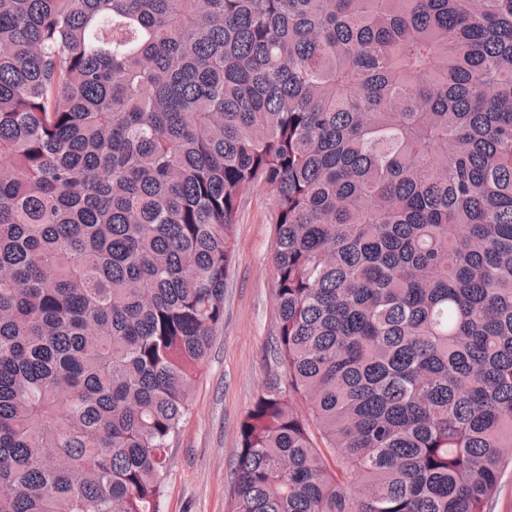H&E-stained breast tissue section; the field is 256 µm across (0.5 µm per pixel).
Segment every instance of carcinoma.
<instances>
[{"instance_id": "cac0c4a2", "label": "carcinoma", "mask_w": 512, "mask_h": 512, "mask_svg": "<svg viewBox=\"0 0 512 512\" xmlns=\"http://www.w3.org/2000/svg\"><path fill=\"white\" fill-rule=\"evenodd\" d=\"M256 186L229 512H490L512 0H0V512H159Z\"/></svg>"}]
</instances>
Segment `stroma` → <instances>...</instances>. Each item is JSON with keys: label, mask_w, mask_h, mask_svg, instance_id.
<instances>
[{"label": "stroma", "mask_w": 512, "mask_h": 512, "mask_svg": "<svg viewBox=\"0 0 512 512\" xmlns=\"http://www.w3.org/2000/svg\"><path fill=\"white\" fill-rule=\"evenodd\" d=\"M263 189L247 190L235 261L224 288V322L171 450L160 512H228L239 425L256 394L284 373L272 355L275 226Z\"/></svg>", "instance_id": "1"}]
</instances>
